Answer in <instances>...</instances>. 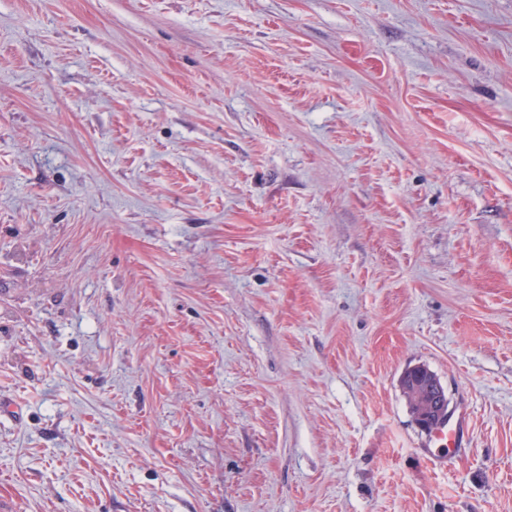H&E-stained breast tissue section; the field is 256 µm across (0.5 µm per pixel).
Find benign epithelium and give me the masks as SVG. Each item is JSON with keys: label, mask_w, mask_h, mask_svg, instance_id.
I'll list each match as a JSON object with an SVG mask.
<instances>
[{"label": "benign epithelium", "mask_w": 512, "mask_h": 512, "mask_svg": "<svg viewBox=\"0 0 512 512\" xmlns=\"http://www.w3.org/2000/svg\"><path fill=\"white\" fill-rule=\"evenodd\" d=\"M401 385L414 393L413 421L421 430L449 420L447 388L428 368L415 365L406 369L401 376Z\"/></svg>", "instance_id": "7a95c632"}]
</instances>
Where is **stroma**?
<instances>
[{"label":"stroma","mask_w":512,"mask_h":512,"mask_svg":"<svg viewBox=\"0 0 512 512\" xmlns=\"http://www.w3.org/2000/svg\"><path fill=\"white\" fill-rule=\"evenodd\" d=\"M0 512H512V0H0ZM400 381L406 390L414 393L413 421L417 427L425 431L449 420L447 388L428 368L423 365L409 367L403 372Z\"/></svg>","instance_id":"1"}]
</instances>
